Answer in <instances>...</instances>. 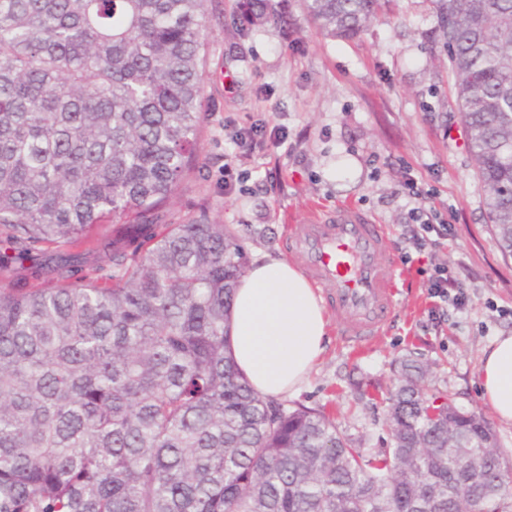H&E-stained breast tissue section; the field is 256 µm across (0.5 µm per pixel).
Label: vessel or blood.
<instances>
[{
    "label": "vessel or blood",
    "mask_w": 512,
    "mask_h": 512,
    "mask_svg": "<svg viewBox=\"0 0 512 512\" xmlns=\"http://www.w3.org/2000/svg\"><path fill=\"white\" fill-rule=\"evenodd\" d=\"M288 252L327 286V304L343 319L345 343L380 338L396 296V266L384 225L342 207L289 225Z\"/></svg>",
    "instance_id": "b4317fda"
}]
</instances>
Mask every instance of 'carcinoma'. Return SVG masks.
<instances>
[{"instance_id":"cac0c4a2","label":"carcinoma","mask_w":512,"mask_h":512,"mask_svg":"<svg viewBox=\"0 0 512 512\" xmlns=\"http://www.w3.org/2000/svg\"><path fill=\"white\" fill-rule=\"evenodd\" d=\"M207 2L0 0V512H505L493 427L430 403L415 361L369 456L236 368L239 232L163 223L197 160ZM431 2L512 254V0ZM382 5L306 0L347 40ZM258 19L288 30L272 0L237 25Z\"/></svg>"}]
</instances>
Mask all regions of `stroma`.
Returning <instances> with one entry per match:
<instances>
[{"mask_svg":"<svg viewBox=\"0 0 512 512\" xmlns=\"http://www.w3.org/2000/svg\"><path fill=\"white\" fill-rule=\"evenodd\" d=\"M278 2L293 20L285 33L262 23L239 31L244 0H209L198 161L167 221L204 215L239 230L247 257L284 258L291 222L344 205L386 225L396 246L408 222L398 189L404 166H412L438 210L453 215L428 257L464 282V308L434 325L425 276L398 264L399 292L383 335L349 345L327 309L326 351L283 403L326 411L353 447L383 450L391 444L388 392L401 378L400 361L411 358L427 370L429 398L491 415L480 358L496 336L512 334V256L487 221L467 133L450 106L448 58L426 38L436 25L429 0H387L352 41L323 35L305 0ZM254 124L265 127L263 151L235 155L232 137ZM344 159L355 166L340 180ZM228 163L247 172L244 189H225Z\"/></svg>","mask_w":512,"mask_h":512,"instance_id":"obj_1","label":"stroma"}]
</instances>
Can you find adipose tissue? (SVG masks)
I'll list each match as a JSON object with an SVG mask.
<instances>
[{"instance_id":"obj_1","label":"adipose tissue","mask_w":512,"mask_h":512,"mask_svg":"<svg viewBox=\"0 0 512 512\" xmlns=\"http://www.w3.org/2000/svg\"><path fill=\"white\" fill-rule=\"evenodd\" d=\"M329 319L319 289L287 259L261 254L239 280L229 325L237 368L269 398L297 391L326 350ZM480 390L497 419L512 425V335L487 346Z\"/></svg>"}]
</instances>
